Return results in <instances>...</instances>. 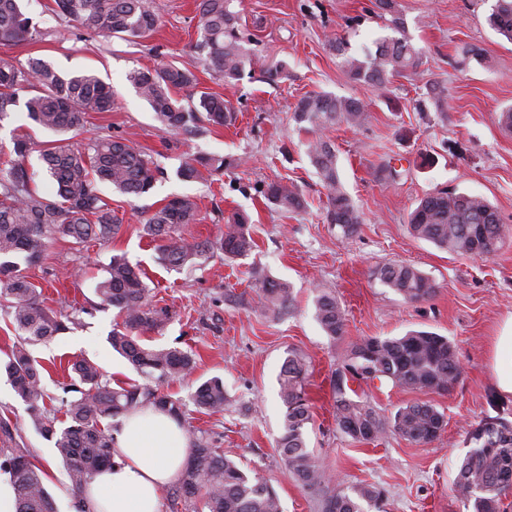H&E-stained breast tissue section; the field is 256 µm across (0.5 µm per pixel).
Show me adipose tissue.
Wrapping results in <instances>:
<instances>
[{
  "instance_id": "obj_1",
  "label": "adipose tissue",
  "mask_w": 512,
  "mask_h": 512,
  "mask_svg": "<svg viewBox=\"0 0 512 512\" xmlns=\"http://www.w3.org/2000/svg\"><path fill=\"white\" fill-rule=\"evenodd\" d=\"M491 366L496 390L512 395V317L493 340ZM113 437L114 463L84 491L85 512H159L188 458L181 429L160 411L139 409L124 417Z\"/></svg>"
}]
</instances>
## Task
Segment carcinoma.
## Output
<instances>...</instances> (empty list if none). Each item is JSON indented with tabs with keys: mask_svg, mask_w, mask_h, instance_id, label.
I'll return each mask as SVG.
<instances>
[{
	"mask_svg": "<svg viewBox=\"0 0 512 512\" xmlns=\"http://www.w3.org/2000/svg\"><path fill=\"white\" fill-rule=\"evenodd\" d=\"M233 0H199L200 35L194 45L202 65L227 84H235L249 61L252 39L240 24ZM58 18L80 31L104 37H118L134 45L154 32L160 23L153 0H55ZM380 17L399 36L386 37L359 58L342 37L329 39V46L341 58L347 75L355 82L384 88L391 79L415 71L423 53L404 35V20L398 0H375ZM490 26L512 42V0H494L488 15ZM36 32L35 24L23 10L21 0H0V41L21 45ZM128 80L144 98L162 127L170 132L193 135L200 124L230 125L235 113L223 97L202 92L198 100L182 104L175 93L197 85L193 71L162 62L152 69H134ZM27 93L23 106L37 127L56 134L84 127L90 112H110L114 106L112 88L94 75H66L46 60L29 56L21 61L0 57V121L18 106L19 93ZM430 103L441 119L448 116V90L430 84L419 104ZM368 119L367 105L354 97L311 93L301 97L292 113L298 131L309 135L307 154L326 189L328 223L344 237L356 232L361 223L358 207L345 191L336 147L327 132L344 124L358 128ZM34 142L20 136L13 139L9 159L0 163V306L17 334L7 360L0 364L16 396L25 405L36 430L54 440V448L66 469L75 498L103 468L112 464V431L102 420H119L131 411L154 407L181 425L190 446V456L176 484V500L191 512H281L277 492L257 476H249L224 449L215 448L184 419L180 399L158 392L169 379L192 374L195 354L179 347H148L140 335L161 331L171 320L166 308L149 300L145 272L122 255L112 256L106 277L96 293L107 306L117 309L119 322L113 325L108 342L143 378L141 383L111 386L103 379L97 363L87 357L71 364L75 393L68 401L67 425L58 428L48 417L40 364L31 347L68 329L75 319L62 316L39 299L37 286L26 268L40 257L47 244L69 238L76 245L108 239L121 226L110 204L101 196L99 185L141 197L149 193L160 170L134 146L109 134L89 140L79 148L47 144L40 159L56 186L45 196L34 185V173L26 166ZM243 164L241 159L208 154L195 155L176 171L179 179L207 182ZM264 199L283 212L296 211L304 201L297 186L282 179L263 185ZM194 197H173L155 208L142 222L145 236L158 243V260L179 270L218 250L228 260L248 256L255 246L250 217L234 212L225 219L224 231L216 240H189L183 228L196 221ZM483 226L474 235L471 225ZM410 233L451 254L490 258V245L502 248L512 228L501 222L497 211L482 196L437 191L420 199L409 216ZM376 277L409 302L429 299L435 283L416 266L389 263ZM294 302L290 286L264 277L260 280L258 304L261 310L282 315ZM315 314L327 336L345 335L346 318L336 296L321 289L314 296ZM308 365L291 353L282 365L279 393L285 406L283 433L277 448L290 478L304 489L322 495V512H367L381 509L384 491L374 485L331 491L330 475L307 447L305 430L313 420L312 404L306 392ZM461 368L454 345L444 336L411 331L403 336L368 337L352 344L337 364L332 377L335 420L338 430L357 443L378 440L391 432L406 441L424 445L444 428V414L434 405L415 401L400 406L387 417L353 385L385 379L406 390L447 393L459 382ZM195 405L208 414L224 411L228 401L224 382L218 377L201 383L193 393ZM470 450L457 466L453 491L469 512H504L503 501L512 487L501 482L512 477V423L502 416L482 419L468 433ZM15 492L16 512H57L44 486V471L24 448H8L0 462Z\"/></svg>",
	"mask_w": 512,
	"mask_h": 512,
	"instance_id": "obj_1",
	"label": "carcinoma"
}]
</instances>
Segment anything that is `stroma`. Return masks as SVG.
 I'll return each instance as SVG.
<instances>
[{
    "label": "stroma",
    "mask_w": 512,
    "mask_h": 512,
    "mask_svg": "<svg viewBox=\"0 0 512 512\" xmlns=\"http://www.w3.org/2000/svg\"><path fill=\"white\" fill-rule=\"evenodd\" d=\"M398 2L406 35L423 49L424 62L380 89L352 82L328 45L329 35H344L359 53L390 36L371 0H242L240 23L257 46L243 79L234 85L200 70L193 49L200 26L196 0H154L161 25L137 46L72 32L55 15L54 0H24L39 34L20 46L0 43V56H38L64 73L97 75L112 86L116 104L112 111L89 113L77 142L109 133L163 169L151 192L139 198L104 188L105 199L123 219L114 238L81 246L57 240L27 270L46 306L77 313L79 319L32 349L44 367L46 409L57 426L67 421L69 361L89 357L113 383L138 378L109 346L116 311L102 306L95 292L112 257L123 255L145 270L153 303L173 314L162 331L143 334L144 343L197 354L191 377L166 382L161 393L181 399L190 425L246 473L273 487L282 512H321L317 496L287 476L275 447L285 413L278 378L292 352L309 366L314 417L306 428L308 446L338 483L383 487L384 512H466L452 483L455 466L468 450L469 431L493 413L487 403L494 389L490 344L512 316V241L488 260L458 256L413 238L408 215L426 194L448 189L484 197L512 226V132L498 123L499 113L512 106V43L488 26L489 0ZM471 44L486 49V61L466 55ZM161 58L197 72L198 90L230 100L235 124L205 123L190 137L163 130L127 79L131 70L154 66ZM281 61L288 64V78L267 82L266 70ZM433 82L448 89L447 119L416 106L425 85ZM321 91L359 98L369 112L362 127L343 125L330 133L342 183L362 217L350 237L327 223L326 191L307 156V136L291 120L300 97ZM195 154L241 157L246 165L207 183L179 179L178 166ZM390 158L400 176L385 184L375 170ZM280 178L298 186L304 208L285 213L258 194L259 186ZM181 195L194 196L199 204L196 223L184 230L186 238L217 237L225 218L240 210L251 217L256 250L232 261L217 251L189 270L163 266L154 242L140 228L145 212ZM395 262L427 274L436 284L435 294L409 303L382 285L375 269ZM264 275L291 285L296 300L288 314L260 310L256 283ZM318 288L332 292L345 311L342 340L332 341L315 318ZM412 330L448 337L462 367L459 383L444 394L388 385L368 387L367 393L387 415L409 402L430 401L445 415L444 430L424 446L392 433L373 443L352 442L334 421L331 379L337 362L360 339ZM213 377L223 379L232 403L224 413L206 415L192 395ZM1 419L9 420L12 435H0V448L28 449L47 473L45 486L57 512H73L74 494L52 441L33 427L3 376Z\"/></svg>",
    "instance_id": "stroma-1"
}]
</instances>
